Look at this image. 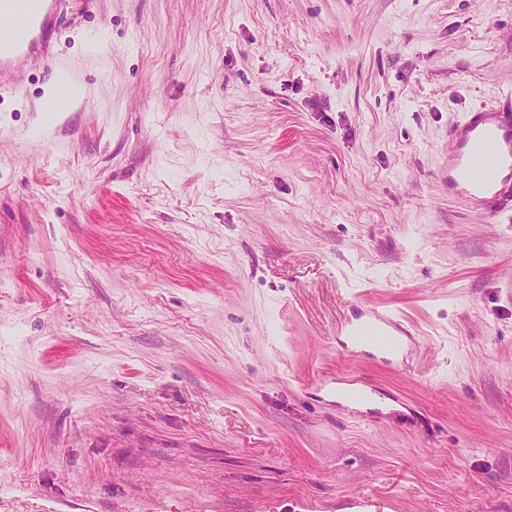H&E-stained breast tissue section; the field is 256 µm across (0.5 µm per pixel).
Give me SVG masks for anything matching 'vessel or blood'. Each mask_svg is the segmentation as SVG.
<instances>
[{
    "instance_id": "obj_1",
    "label": "vessel or blood",
    "mask_w": 512,
    "mask_h": 512,
    "mask_svg": "<svg viewBox=\"0 0 512 512\" xmlns=\"http://www.w3.org/2000/svg\"><path fill=\"white\" fill-rule=\"evenodd\" d=\"M60 0H0V19L8 32H0V76L13 72L23 58L45 57L56 28ZM453 150L443 178L448 193L478 213L486 223L512 216V93L497 102L465 112L449 128ZM343 332L371 356L390 362L408 330L394 310L369 307L347 324Z\"/></svg>"
}]
</instances>
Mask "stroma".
Returning <instances> with one entry per match:
<instances>
[{
	"instance_id": "obj_1",
	"label": "stroma",
	"mask_w": 512,
	"mask_h": 512,
	"mask_svg": "<svg viewBox=\"0 0 512 512\" xmlns=\"http://www.w3.org/2000/svg\"><path fill=\"white\" fill-rule=\"evenodd\" d=\"M49 51L92 103L0 79V512H512V222L441 177L512 0H61ZM356 299L417 348L346 354Z\"/></svg>"
}]
</instances>
